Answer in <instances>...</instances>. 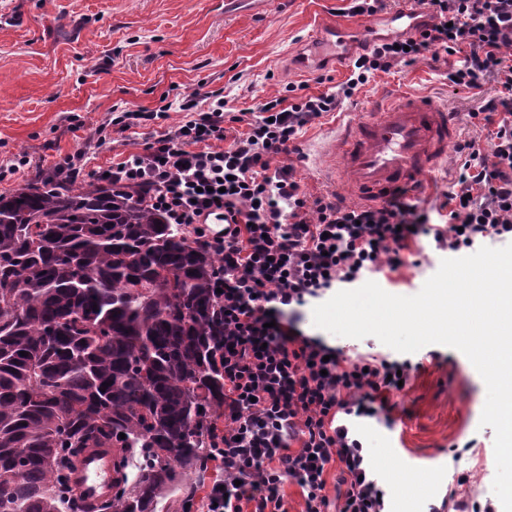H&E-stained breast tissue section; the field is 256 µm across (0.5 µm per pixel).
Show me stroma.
<instances>
[{"label":"stroma","instance_id":"stroma-1","mask_svg":"<svg viewBox=\"0 0 512 512\" xmlns=\"http://www.w3.org/2000/svg\"><path fill=\"white\" fill-rule=\"evenodd\" d=\"M347 0H0V164L19 155L51 163L85 148L114 108L154 110L192 91L223 96L239 111L303 85L316 94L347 79L349 66L328 57L301 68L310 37L333 25L346 30L347 56L382 37L400 35L389 11L370 19L347 11ZM452 56H425L379 72L345 104L343 112L308 125L299 153H283L274 165L293 164L313 196H343L318 174V150L333 127L354 119L392 95L408 91L455 112L460 138L477 135L469 115L495 96L496 82L482 91L449 83ZM156 128L135 126L113 149L88 154L85 174L119 162L143 148ZM460 165L429 173L416 193L419 206L436 213ZM448 251L421 238L417 264L373 274L384 291L418 293ZM300 326L349 356L392 355L377 338L339 337L316 327L311 307ZM414 368L403 392L390 399V421L362 418L352 426L370 454L386 490L388 512H434L448 497L493 499L494 431L480 424L484 381L460 351L430 344L410 354Z\"/></svg>","mask_w":512,"mask_h":512}]
</instances>
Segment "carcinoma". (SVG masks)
I'll list each match as a JSON object with an SVG mask.
<instances>
[{"mask_svg":"<svg viewBox=\"0 0 512 512\" xmlns=\"http://www.w3.org/2000/svg\"><path fill=\"white\" fill-rule=\"evenodd\" d=\"M220 266L110 182L0 194V512H189L224 415ZM96 448L115 491L90 511L71 474Z\"/></svg>","mask_w":512,"mask_h":512,"instance_id":"1","label":"carcinoma"}]
</instances>
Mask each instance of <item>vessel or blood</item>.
<instances>
[{
  "label": "vessel or blood",
  "mask_w": 512,
  "mask_h": 512,
  "mask_svg": "<svg viewBox=\"0 0 512 512\" xmlns=\"http://www.w3.org/2000/svg\"><path fill=\"white\" fill-rule=\"evenodd\" d=\"M336 33L331 27L314 36L313 53L301 58L303 68L319 63L323 47L335 42ZM457 133L447 108L406 93L331 135L324 177L331 184L344 181L354 202L382 203L402 190L418 189L426 174L446 165ZM113 477L112 454L103 449L86 453L73 474L92 503L111 497Z\"/></svg>",
  "instance_id": "b4317fda"
}]
</instances>
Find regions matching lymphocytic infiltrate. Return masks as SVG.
Masks as SVG:
<instances>
[{
	"label": "lymphocytic infiltrate",
	"instance_id": "1",
	"mask_svg": "<svg viewBox=\"0 0 512 512\" xmlns=\"http://www.w3.org/2000/svg\"><path fill=\"white\" fill-rule=\"evenodd\" d=\"M425 23L397 39L363 46L346 81L319 94L286 95L228 112L220 99L179 95L153 111L123 110L110 126L122 133L153 124L141 150L108 168L118 187H140L143 200L192 241L224 258L220 304L224 336V425L211 455L203 512H286L282 488L299 485L305 512H327V468L344 487L338 512H386L354 418L388 415L410 361L350 359L307 336L296 315L336 283L408 266L419 235L459 252L488 239L512 240V0H417ZM460 55L449 70L458 87L501 88L474 120L491 126L487 144L466 139L457 181L448 194V225L434 224L416 203L395 196L379 206H349L310 197L293 167L274 156L295 147L305 127L346 101L377 72L424 56ZM183 113L168 125L170 111ZM245 123L228 136L227 126ZM223 216L214 230L210 216Z\"/></svg>",
	"mask_w": 512,
	"mask_h": 512
}]
</instances>
